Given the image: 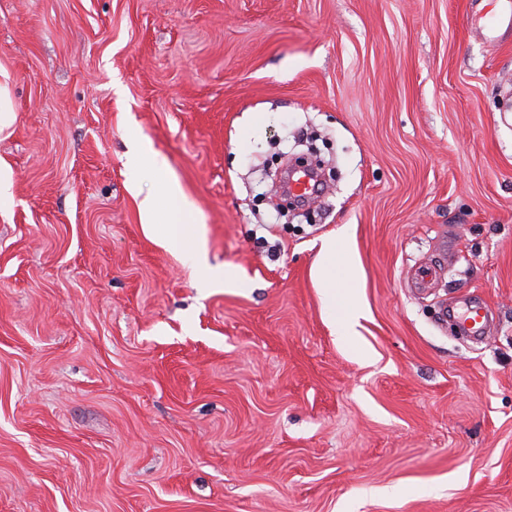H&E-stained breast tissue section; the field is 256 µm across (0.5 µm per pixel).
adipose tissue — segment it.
Masks as SVG:
<instances>
[{
    "label": "adipose tissue",
    "mask_w": 512,
    "mask_h": 512,
    "mask_svg": "<svg viewBox=\"0 0 512 512\" xmlns=\"http://www.w3.org/2000/svg\"><path fill=\"white\" fill-rule=\"evenodd\" d=\"M127 164L132 168L150 169L159 177L155 189L138 203L140 219L146 232L172 250L184 263L200 268L205 287H220L230 281V273L208 265L206 245L199 225L194 222V207L179 183L165 178L166 159L154 152L149 143L136 139L130 144ZM344 254L342 240H324L315 261V273L321 286L323 302L330 307L341 306L343 310L338 324L339 336L350 339L356 334L360 311L352 294L340 295L336 292V270L343 265Z\"/></svg>",
    "instance_id": "ef3b65f1"
}]
</instances>
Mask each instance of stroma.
<instances>
[{"label": "stroma", "mask_w": 512, "mask_h": 512, "mask_svg": "<svg viewBox=\"0 0 512 512\" xmlns=\"http://www.w3.org/2000/svg\"><path fill=\"white\" fill-rule=\"evenodd\" d=\"M471 11L0 0V512H512V40ZM306 134L327 185L281 214ZM135 137L234 283L145 235ZM343 231L351 342L314 275ZM458 314V322L465 333L482 334L487 323V314L479 307L465 305Z\"/></svg>", "instance_id": "stroma-1"}]
</instances>
